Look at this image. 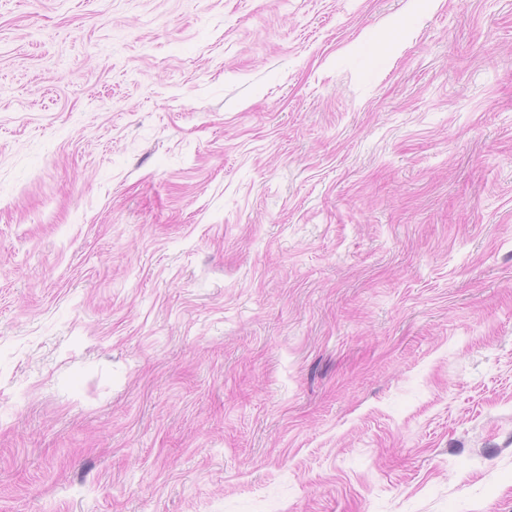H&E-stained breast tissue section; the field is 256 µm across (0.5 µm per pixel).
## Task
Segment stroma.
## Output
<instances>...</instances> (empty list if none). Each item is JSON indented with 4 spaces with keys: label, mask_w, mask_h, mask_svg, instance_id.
Instances as JSON below:
<instances>
[{
    "label": "stroma",
    "mask_w": 512,
    "mask_h": 512,
    "mask_svg": "<svg viewBox=\"0 0 512 512\" xmlns=\"http://www.w3.org/2000/svg\"><path fill=\"white\" fill-rule=\"evenodd\" d=\"M0 512H512V0H0Z\"/></svg>",
    "instance_id": "1"
}]
</instances>
